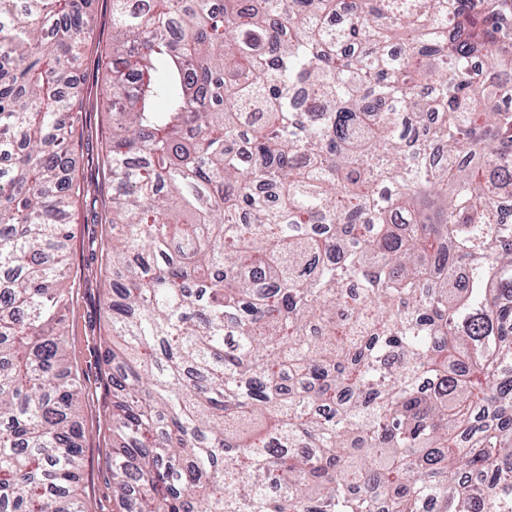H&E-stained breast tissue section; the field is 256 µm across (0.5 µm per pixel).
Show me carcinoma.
Listing matches in <instances>:
<instances>
[{"instance_id": "1", "label": "carcinoma", "mask_w": 512, "mask_h": 512, "mask_svg": "<svg viewBox=\"0 0 512 512\" xmlns=\"http://www.w3.org/2000/svg\"><path fill=\"white\" fill-rule=\"evenodd\" d=\"M87 2L0 0V512H85L60 283ZM112 25L120 512H512V0Z\"/></svg>"}]
</instances>
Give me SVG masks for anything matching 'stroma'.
I'll return each mask as SVG.
<instances>
[{"label": "stroma", "instance_id": "stroma-1", "mask_svg": "<svg viewBox=\"0 0 512 512\" xmlns=\"http://www.w3.org/2000/svg\"><path fill=\"white\" fill-rule=\"evenodd\" d=\"M91 41L79 62L83 110L76 126L70 174L81 188L69 215L72 239L64 285L67 358L82 380L80 425L84 467L79 492L86 512H119L112 499V389L105 365L110 333L104 301L112 276L106 264L107 224L112 184L104 166L112 124L105 76L112 49V0H94L89 17Z\"/></svg>", "mask_w": 512, "mask_h": 512}]
</instances>
